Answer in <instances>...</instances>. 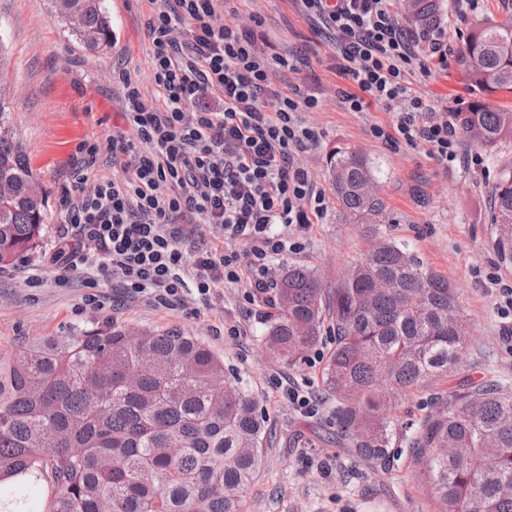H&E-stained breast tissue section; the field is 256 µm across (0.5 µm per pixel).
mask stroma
Returning a JSON list of instances; mask_svg holds the SVG:
<instances>
[{
  "label": "stroma",
  "mask_w": 512,
  "mask_h": 512,
  "mask_svg": "<svg viewBox=\"0 0 512 512\" xmlns=\"http://www.w3.org/2000/svg\"><path fill=\"white\" fill-rule=\"evenodd\" d=\"M112 17L109 49L91 53L52 18L49 0H0V30L6 52L0 74L10 86L11 123L30 160L35 180L47 196L44 230L35 248L0 269V354H12L44 336H68L109 320L150 329H177L197 336L224 357L227 370L243 378L258 399L267 429L263 467L244 495V512H437L427 472L409 448H398L389 472L356 462L336 441L331 405L324 402L322 373L334 343L331 325L310 359L295 366L279 363L260 344L262 300H249L244 288L219 289L211 305L188 302L167 309L126 297L115 278L57 281L44 269L38 287H30L27 267L61 242L63 190L72 184L80 148L97 138L98 173H111L106 137L122 125L119 72L129 73L146 98L155 86L149 66L145 20L149 0H106ZM235 22L256 25L267 52L293 58V69L277 73L279 91L300 86L319 100L316 109L298 111L301 123L318 133L315 146L299 154L326 193L324 219L302 232L304 248L274 261L270 274L288 266L310 268L331 288L338 275L369 248L362 228L342 223L329 177L336 148L364 152L380 170L384 202L382 235L408 244L425 264L448 277L464 313L470 344L458 374L439 382L435 392L406 396L397 414L418 422L431 410L432 394L447 395L464 381H491L512 391V345L502 336L499 291L512 288V270L504 269L488 245L490 190L512 169V140L495 151L462 138L466 154L481 153L482 165L444 169L427 145L385 143L372 137L373 126L392 124L395 114L382 104L348 111L336 96V38L320 16L301 0H232ZM445 20L437 35L448 45V64L425 76L409 75L412 92L435 106L466 107L474 93L457 63V50L473 23L502 20V0H445ZM295 380L319 397L314 415L297 410L284 394Z\"/></svg>",
  "instance_id": "stroma-1"
}]
</instances>
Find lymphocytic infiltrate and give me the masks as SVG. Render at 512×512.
Returning <instances> with one entry per match:
<instances>
[{
  "label": "lymphocytic infiltrate",
  "instance_id": "obj_1",
  "mask_svg": "<svg viewBox=\"0 0 512 512\" xmlns=\"http://www.w3.org/2000/svg\"><path fill=\"white\" fill-rule=\"evenodd\" d=\"M336 33L345 108L397 106L375 139L425 143L443 167L481 165L462 156L448 111L412 93L406 75L444 67L448 48H421L400 26L394 0H302ZM223 0H157L145 22L154 99L124 80L123 127L108 135L120 176L96 175L98 147L83 144L74 194L66 198L62 245L47 260L59 281L120 272L124 292L173 308L188 298L210 303L216 288L246 283L252 294L274 282L276 257L300 252L295 229L323 218L326 195L297 160L318 135L296 114L317 107L300 87L273 92L291 62L262 50L253 28L226 22ZM275 94L278 109L266 111ZM220 227L214 244L191 246L193 220Z\"/></svg>",
  "mask_w": 512,
  "mask_h": 512
}]
</instances>
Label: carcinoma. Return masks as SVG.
<instances>
[{
    "instance_id": "obj_1",
    "label": "carcinoma",
    "mask_w": 512,
    "mask_h": 512,
    "mask_svg": "<svg viewBox=\"0 0 512 512\" xmlns=\"http://www.w3.org/2000/svg\"><path fill=\"white\" fill-rule=\"evenodd\" d=\"M54 16L88 52L112 41L106 0H52ZM477 23L458 51L476 92L455 113L462 131L492 150L512 140V110L488 99L512 89V11ZM84 16L74 29L69 14ZM406 22L433 32L443 0H403ZM0 100V267L41 237L46 197L34 180ZM329 176L340 220L377 232L383 201L367 192L370 159L336 149ZM490 244L512 269V174L492 192ZM263 343L293 366L322 341L324 316L335 343L323 384L336 440L357 461L386 468L390 449L426 448L428 478L441 512H512V392L467 382L418 424L396 408L414 390L454 375L469 346L448 278L404 243L380 239L325 288L294 265L277 280ZM137 372V383L126 382ZM263 417L224 358L181 330L151 331L118 321L71 336H46L0 356V512H243L261 466ZM45 494L36 497L33 488Z\"/></svg>"
}]
</instances>
